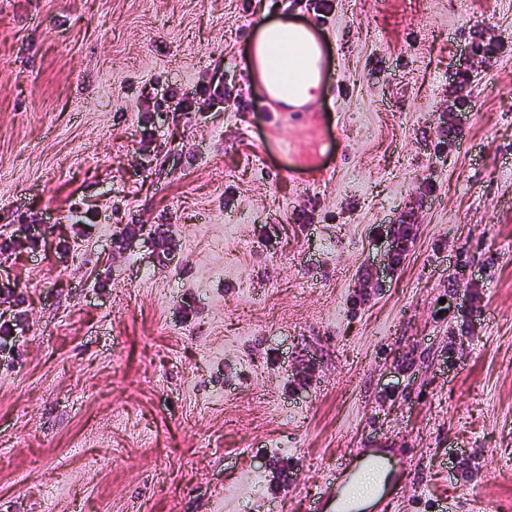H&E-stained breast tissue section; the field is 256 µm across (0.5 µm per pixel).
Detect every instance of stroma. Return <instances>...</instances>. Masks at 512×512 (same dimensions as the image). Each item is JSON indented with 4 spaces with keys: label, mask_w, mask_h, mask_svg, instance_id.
<instances>
[{
    "label": "stroma",
    "mask_w": 512,
    "mask_h": 512,
    "mask_svg": "<svg viewBox=\"0 0 512 512\" xmlns=\"http://www.w3.org/2000/svg\"><path fill=\"white\" fill-rule=\"evenodd\" d=\"M209 81L241 110L153 106ZM0 233L41 240L0 252V512H328L372 451L394 512H512V0H0ZM257 28V39L256 44L257 52L259 53L263 47H265L274 35H304L314 41V37L311 32L303 25L297 23L294 20H288L284 18H277L272 20H261L259 21ZM283 65L281 78L287 80L288 88L275 95L278 101L286 106L304 104L315 97L319 86L318 77L311 76L306 67V56L297 42L288 41V47L283 50Z\"/></svg>",
    "instance_id": "obj_1"
}]
</instances>
